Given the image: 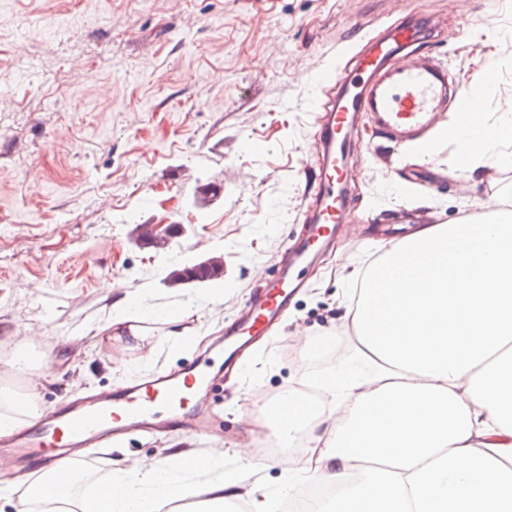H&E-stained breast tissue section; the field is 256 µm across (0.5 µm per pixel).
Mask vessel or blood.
I'll return each instance as SVG.
<instances>
[{
	"label": "vessel or blood",
	"instance_id": "vessel-or-blood-1",
	"mask_svg": "<svg viewBox=\"0 0 512 512\" xmlns=\"http://www.w3.org/2000/svg\"><path fill=\"white\" fill-rule=\"evenodd\" d=\"M430 34L423 20L412 17L392 23L384 37H369L358 44L348 65L318 72L313 84L324 92L316 104L322 126L321 163L309 177L317 204L309 216L310 232L303 250L329 242L343 221L346 193L352 173L342 160L350 129L362 116H370L382 139L398 144L414 142L422 156H429L438 140L464 146L465 135L478 107L448 81V68L438 59L422 67L403 64L402 56L427 44ZM452 100L454 121L446 127L434 124V112ZM301 285L300 268L286 270L259 289L245 316L225 332L224 348L196 361L178 373L155 375L130 382L108 392L68 402L61 400L42 410L35 424L18 423L1 448H15L24 455L43 457V471L57 475L61 465L77 467L83 449L106 448L130 429L145 432L159 424H179L201 434L207 421L203 396L221 381L223 374L239 367L243 354L268 335L288 313V301Z\"/></svg>",
	"mask_w": 512,
	"mask_h": 512
}]
</instances>
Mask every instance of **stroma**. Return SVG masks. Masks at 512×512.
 Listing matches in <instances>:
<instances>
[{
  "mask_svg": "<svg viewBox=\"0 0 512 512\" xmlns=\"http://www.w3.org/2000/svg\"><path fill=\"white\" fill-rule=\"evenodd\" d=\"M406 16L437 28L430 51L465 95L481 97L492 115L512 114V0H0V362L11 355L9 337L42 328L39 404L178 370L223 342L225 327L307 235L313 197L304 173L321 159L309 76ZM490 59L497 79L488 89ZM352 162L344 220L304 270L287 319L204 397L208 434L129 432L109 449L87 450L82 483L178 448L223 451L227 472L237 473V448L274 441L256 425L261 404L327 371H368L353 334L333 358L305 343L340 330L355 270L421 226L512 211L504 152L460 174L450 143L425 158L377 140L365 116ZM139 224L178 231L162 251L137 240ZM216 254L223 299L206 283L166 285L173 266ZM116 276L155 312L144 323L150 365L96 336L112 317L105 285ZM168 309L183 313L200 346L171 350ZM237 493L250 512H284L288 501L272 463Z\"/></svg>",
  "mask_w": 512,
  "mask_h": 512,
  "instance_id": "35a3bbf8",
  "label": "stroma"
}]
</instances>
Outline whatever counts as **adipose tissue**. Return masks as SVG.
<instances>
[{
    "label": "adipose tissue",
    "instance_id": "adipose-tissue-1",
    "mask_svg": "<svg viewBox=\"0 0 512 512\" xmlns=\"http://www.w3.org/2000/svg\"><path fill=\"white\" fill-rule=\"evenodd\" d=\"M467 160L512 143V115L478 116ZM377 287H370V280ZM346 318L376 369L326 379L317 410H260L262 427L299 454L292 480L335 486L320 512H512V213L488 224H433L353 277ZM37 378L0 385V434L35 423ZM224 512V455L112 469L107 493L77 494L39 475L0 494L18 512H172L171 487Z\"/></svg>",
    "mask_w": 512,
    "mask_h": 512
}]
</instances>
